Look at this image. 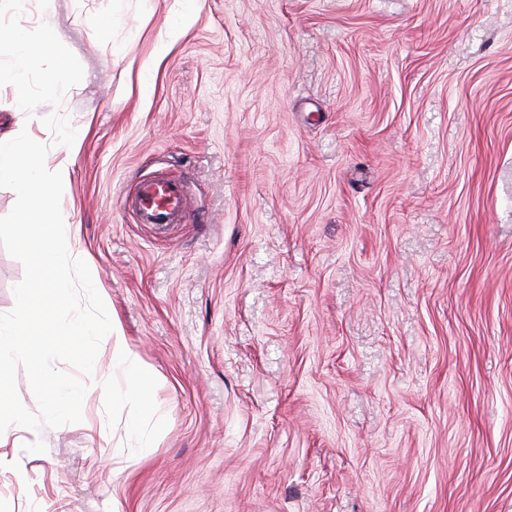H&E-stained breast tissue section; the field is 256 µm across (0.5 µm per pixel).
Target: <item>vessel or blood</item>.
Masks as SVG:
<instances>
[{
    "instance_id": "1",
    "label": "vessel or blood",
    "mask_w": 512,
    "mask_h": 512,
    "mask_svg": "<svg viewBox=\"0 0 512 512\" xmlns=\"http://www.w3.org/2000/svg\"><path fill=\"white\" fill-rule=\"evenodd\" d=\"M121 206L141 224H180L187 213L185 186L167 177L147 178L133 195L123 197Z\"/></svg>"
}]
</instances>
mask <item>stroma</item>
<instances>
[{"mask_svg":"<svg viewBox=\"0 0 512 512\" xmlns=\"http://www.w3.org/2000/svg\"><path fill=\"white\" fill-rule=\"evenodd\" d=\"M83 67L0 134L149 378L0 436V512H512V0H24ZM185 223H136L142 178ZM121 206L139 224H182L187 213L185 186L167 177L147 178L131 197H123Z\"/></svg>","mask_w":512,"mask_h":512,"instance_id":"35a3bbf8","label":"stroma"}]
</instances>
